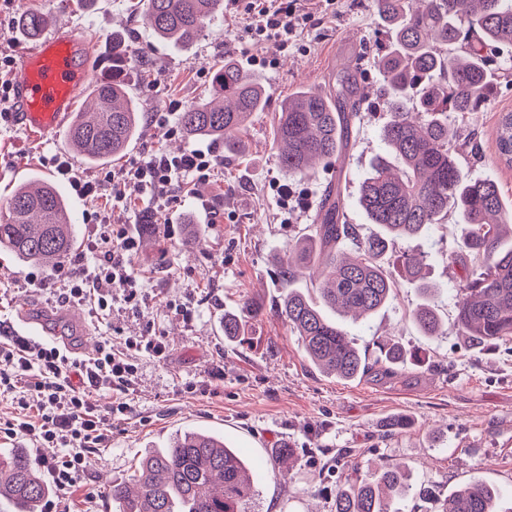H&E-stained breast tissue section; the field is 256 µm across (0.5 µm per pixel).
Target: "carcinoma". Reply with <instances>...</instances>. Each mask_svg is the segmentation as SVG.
I'll return each mask as SVG.
<instances>
[{"label":"carcinoma","instance_id":"carcinoma-1","mask_svg":"<svg viewBox=\"0 0 512 512\" xmlns=\"http://www.w3.org/2000/svg\"><path fill=\"white\" fill-rule=\"evenodd\" d=\"M384 23L386 43L373 57L381 76L379 100L387 118L381 128L386 154L376 156L360 185L358 205L367 236L344 223L345 199L329 189L316 214L313 233L297 238L282 267L286 280L297 268L318 263V300L290 288L277 308L299 336L309 361L322 372L354 380L418 360L399 342L375 346L374 358L360 351L343 328L327 315L339 311L364 318L391 297L397 282L384 267L394 241L429 234L453 210L465 233L448 260L462 262L456 288V323L468 344L489 348L512 340V206L506 205L493 178L473 179L461 168L451 115L477 112L493 88L472 34L482 45H512V0H374ZM224 14V0H146L152 33L175 47L191 44L204 27ZM47 16L26 10L16 27L36 40ZM131 66L126 36L112 33V64L92 85V111L73 116L68 144L92 162L104 163L126 151L135 139L139 113L127 81ZM213 95L180 115L188 138L224 143V152L244 150L249 116L264 109L267 91L255 74L232 55L224 56L212 77ZM369 99L357 75L336 80V94L304 87L280 108L275 143L281 167L306 175L321 160L345 157L358 111ZM497 159L512 167V112L499 113ZM71 205L59 187L42 179L22 182L0 221V249L27 261L53 266L77 245ZM349 241L354 255L339 244ZM427 255L407 254L401 274L417 282L422 302L412 320L425 336H437L442 321L434 305L440 291L424 275ZM243 318L224 316V337L242 336ZM409 489L399 466L385 467L337 490L334 512H390V502ZM51 493L24 453L0 454V496L36 512ZM256 496L248 463L221 438L186 431L172 445L147 454L130 481L112 483L120 512H246ZM441 512H497L495 492L472 481L445 498Z\"/></svg>","mask_w":512,"mask_h":512}]
</instances>
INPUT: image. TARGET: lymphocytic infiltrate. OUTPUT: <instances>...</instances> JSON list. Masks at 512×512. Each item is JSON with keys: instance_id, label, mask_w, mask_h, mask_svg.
Instances as JSON below:
<instances>
[{"instance_id": "f902f5d3", "label": "lymphocytic infiltrate", "mask_w": 512, "mask_h": 512, "mask_svg": "<svg viewBox=\"0 0 512 512\" xmlns=\"http://www.w3.org/2000/svg\"><path fill=\"white\" fill-rule=\"evenodd\" d=\"M307 2L247 0L245 12L258 41L284 45L295 37L299 22L310 19ZM216 162L207 149L178 155L156 152L113 178L112 201L124 202L133 187L162 195L181 184L207 181ZM137 246L136 234L128 225L99 222L97 242L55 269L59 301L83 302L104 312L112 307L116 283L126 285L128 300H135L130 260ZM0 358L7 363L6 369H0V395L11 396L16 409L13 418L0 426V435H23L33 443L55 488L43 512H67L70 494L90 467L88 449L104 446L110 418L127 410L126 403L120 402L99 412L88 405L86 391L128 388L136 366L108 343L99 347L96 356L81 359L52 342L17 334L0 345Z\"/></svg>"}]
</instances>
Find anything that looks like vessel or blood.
I'll return each instance as SVG.
<instances>
[{
    "mask_svg": "<svg viewBox=\"0 0 512 512\" xmlns=\"http://www.w3.org/2000/svg\"><path fill=\"white\" fill-rule=\"evenodd\" d=\"M85 50L76 34L54 32L26 52L13 102V118L21 129L46 134L66 121L76 93L93 77Z\"/></svg>",
    "mask_w": 512,
    "mask_h": 512,
    "instance_id": "obj_1",
    "label": "vessel or blood"
}]
</instances>
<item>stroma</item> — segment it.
<instances>
[{"instance_id": "obj_1", "label": "stroma", "mask_w": 512, "mask_h": 512, "mask_svg": "<svg viewBox=\"0 0 512 512\" xmlns=\"http://www.w3.org/2000/svg\"><path fill=\"white\" fill-rule=\"evenodd\" d=\"M131 2L96 0L86 8L76 0H0V48L16 60L30 46L16 30L17 16L27 9L44 12L49 29L83 36L90 50L86 62L97 74L106 69L113 32L127 33L129 83L141 112L138 138L101 166L87 164L70 149L66 128L42 139L0 121V211L29 175L62 183L53 160H66L98 184L82 202L78 250L95 237L96 213L106 214L109 223L137 228L140 244L132 265L141 282L134 303L125 302L123 288L113 287L109 317L94 318L78 306L91 331L86 337L64 317L48 268L1 252L0 327L14 328L18 311L27 305L74 346L108 340L121 352L126 338L151 334L169 347L161 362L143 352L130 354L137 367L132 389L89 390L88 401L98 409L121 401L127 410L113 419L105 446L90 449L86 488L73 495L71 512H119L113 482L127 480L147 452L169 447L187 430L215 434L241 452L258 491L249 512H333L339 488L391 465L406 467L411 477V489L393 503L394 512H439L441 499L474 478L494 487L503 512H512V340L488 351L465 345L459 336L460 271L448 262L460 235L457 225L398 240L387 255L394 270L403 254H427L426 271L441 286L440 335H421L412 324L409 314L421 297L405 279L369 319L341 320L358 348L392 336L420 354L421 363L395 379L348 381L319 371L277 314L287 286L311 285L305 275L286 283L280 271L294 233L313 224L326 186H340L349 223L360 233L369 231L357 199L371 158L385 151V114L360 110L348 157L319 164L305 177L281 167L274 129L288 94L301 85L327 88L343 67L357 70L366 88L379 86L380 77L368 64L385 39L374 0H338L335 12L316 11L281 51L257 43L239 0H224L223 18L186 49L153 37L143 8ZM228 53L243 64L254 56L270 61L258 72L268 105L252 113L244 152L225 154L223 143L208 139L167 138L160 118L208 98L212 70ZM483 55L495 90L481 111L459 122V162L471 177L495 178L511 201L512 169L497 161L494 134L499 113L512 111V45L485 46ZM191 146L214 148L218 161L210 181L173 188L160 199L135 191L125 207L113 208L107 174L121 173L155 150L178 153ZM276 181L308 195L307 208L292 223L283 221L271 188ZM202 202L208 212L199 211ZM192 232L198 244L189 249L185 241ZM32 274L40 276L39 284L29 285ZM183 303L192 307V318L178 314ZM247 303L257 316L248 318L243 339L226 341L225 314L241 312ZM398 415L407 418V426L386 433V423ZM287 446L296 456L285 469L275 458Z\"/></svg>"}]
</instances>
